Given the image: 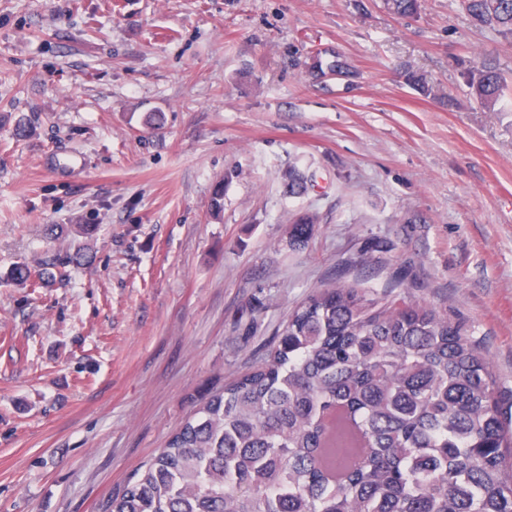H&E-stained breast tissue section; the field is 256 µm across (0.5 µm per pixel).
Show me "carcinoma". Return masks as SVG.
Listing matches in <instances>:
<instances>
[{
    "instance_id": "cac0c4a2",
    "label": "carcinoma",
    "mask_w": 512,
    "mask_h": 512,
    "mask_svg": "<svg viewBox=\"0 0 512 512\" xmlns=\"http://www.w3.org/2000/svg\"><path fill=\"white\" fill-rule=\"evenodd\" d=\"M512 38V0H462ZM413 18L419 0H388ZM493 110L505 79L466 71ZM315 218L292 221L308 243ZM8 280L45 281L43 263ZM264 362L211 395L102 512H512V428L487 358L425 301L320 289Z\"/></svg>"
}]
</instances>
